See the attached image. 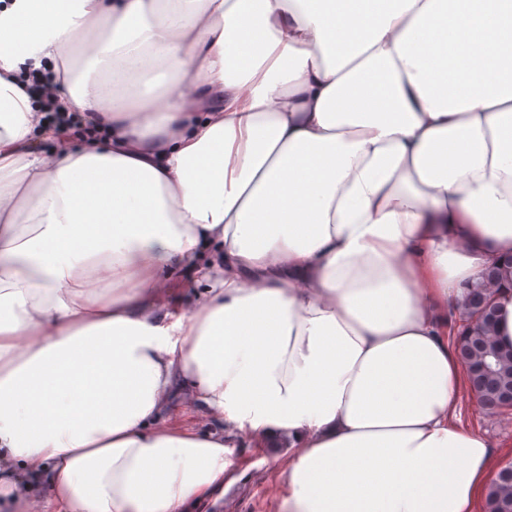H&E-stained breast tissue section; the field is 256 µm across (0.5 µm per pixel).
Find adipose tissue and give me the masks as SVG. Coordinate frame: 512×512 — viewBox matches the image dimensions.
Masks as SVG:
<instances>
[{"label": "adipose tissue", "mask_w": 512, "mask_h": 512, "mask_svg": "<svg viewBox=\"0 0 512 512\" xmlns=\"http://www.w3.org/2000/svg\"><path fill=\"white\" fill-rule=\"evenodd\" d=\"M460 2L0 10V512L30 469L57 512H181L239 435L288 449L282 512H483L448 319L512 254V87L476 85L512 53L422 48ZM29 70L111 137L51 143ZM176 391L223 433L161 426ZM194 278L193 270L184 268L176 272L167 282L164 289V303L168 312L178 315L193 301L198 299V295L203 298L204 292L207 290L206 285H200L197 288H187V285Z\"/></svg>", "instance_id": "obj_1"}]
</instances>
